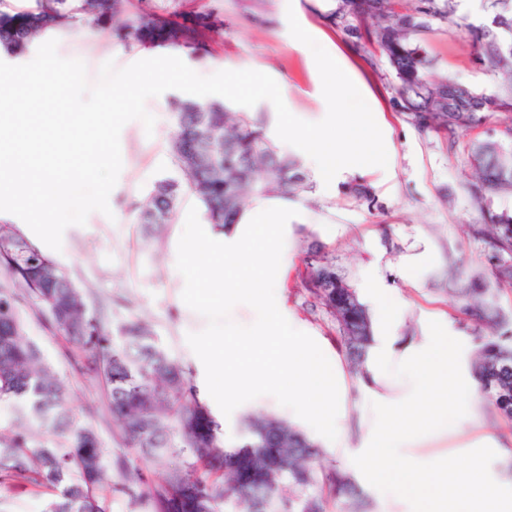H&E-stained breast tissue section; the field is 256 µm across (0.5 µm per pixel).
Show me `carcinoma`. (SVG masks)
<instances>
[{"instance_id":"1","label":"carcinoma","mask_w":512,"mask_h":512,"mask_svg":"<svg viewBox=\"0 0 512 512\" xmlns=\"http://www.w3.org/2000/svg\"><path fill=\"white\" fill-rule=\"evenodd\" d=\"M67 2L36 0L30 10H0V49L23 53L36 37L62 27ZM77 2L93 23L107 19L125 36L139 37L142 26L119 17L117 0ZM455 2L420 0L407 9L400 0H338L330 16L336 27L359 32V39L387 59L403 111L423 130L448 132L451 149L459 129L512 112V0H490L488 12L465 26L496 78L495 91H470L446 76L434 82L426 77V58L414 36L427 28L428 17L455 24ZM170 108L176 122L171 153L179 177L154 184L139 212L146 228L161 226L151 220L153 213L166 198L178 200L187 190L200 201L208 224L222 232L239 223L247 200L286 195L299 186V161L276 149L262 120L237 115L221 101L177 98ZM211 130L218 138L208 143ZM210 150L224 151L219 172L200 155ZM503 152L497 141L471 146L469 191L482 217L472 234L484 244L491 270L481 287L461 294L467 309L499 329L478 344L470 369L486 404L512 422V331L504 329L505 316L495 304L499 292L512 287V213L491 207L493 196L512 194V171L502 169ZM0 262L27 289L48 325L82 349L87 368L102 372L113 420L139 459L182 458V465L158 482L122 457L107 465L96 433L73 424L66 384L25 336L13 292L0 288V400L14 405L11 419L0 425V484L55 491L45 512H107L100 491L112 487L114 475L130 496L150 501L153 512H251L254 501L262 504L260 512H284L287 502L294 505L292 512H327L330 504L334 512H367L360 487L335 469L311 464L318 447L283 419L250 414L242 421L240 439L226 445L222 423L182 363L138 321L122 324L114 338L64 268L37 246L1 234ZM301 284L310 306L335 323L351 372L364 375L373 325L357 289L317 250L307 255ZM247 454L257 455L268 486H239L236 464Z\"/></svg>"}]
</instances>
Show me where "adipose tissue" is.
<instances>
[{
  "label": "adipose tissue",
  "mask_w": 512,
  "mask_h": 512,
  "mask_svg": "<svg viewBox=\"0 0 512 512\" xmlns=\"http://www.w3.org/2000/svg\"><path fill=\"white\" fill-rule=\"evenodd\" d=\"M287 203L256 202L232 233L194 234L190 246L202 259L221 258L247 270L231 295L257 313L238 344L204 352L206 372L225 395L276 389L288 415L316 434H335L345 447L348 406L365 425L353 452L365 480L391 482L400 497L417 498L420 512H512V494L490 482L479 464L477 441L466 433L480 412L473 381L458 362L454 337L422 336L400 348L375 337L366 378L346 390L339 358L316 336L282 335L274 320L262 271L269 232L285 224Z\"/></svg>",
  "instance_id": "ef3b65f1"
}]
</instances>
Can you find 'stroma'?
I'll return each instance as SVG.
<instances>
[{"label": "stroma", "instance_id": "35a3bbf8", "mask_svg": "<svg viewBox=\"0 0 512 512\" xmlns=\"http://www.w3.org/2000/svg\"><path fill=\"white\" fill-rule=\"evenodd\" d=\"M336 5L337 0H121L123 16L165 22V32L146 31L139 39L125 40L111 25L92 24L86 13L75 11L55 38L58 54L81 60L92 83L105 62L121 69L141 59L173 55L203 76L220 70L266 73L277 82L293 115L318 122L327 104L312 52L289 32L287 16L295 14L328 53L346 58L353 76L379 99L375 118L383 126L388 165L345 168L328 185L309 172L290 196V232L274 234L269 253L270 271L277 276L270 290L279 303L277 326L284 333L336 343L335 330L305 305L297 288L307 248L317 243L359 286L364 303L388 289L408 301L399 321L374 320L376 335L393 337L399 345L444 323L458 339L462 362H469L480 331L460 312L457 290L489 270L483 243L468 231L481 221L467 190L470 145L486 139L512 145V134L505 131L512 118L504 114L459 130L453 147L441 135L419 131L399 110L396 80L386 61L358 49L356 37L329 20ZM482 7L483 0H460L455 26L433 18L418 35L429 78L447 75L479 92L495 90L494 77L464 32ZM174 96L169 90L147 100L146 109L155 118L153 131L137 119L122 128V169L109 199L111 215L95 211L85 225L68 227L61 250L51 257L82 289L88 306L101 312L109 330L141 321L196 378L204 349L234 325L249 321L252 311L226 296L238 275L235 267L216 258L211 272L203 273L199 257L188 250L189 225L206 222L193 194L181 197L174 222L157 237H146L137 221L152 185L177 174L170 151L175 119L169 102ZM361 186L368 196L356 195ZM404 255L417 261L403 279L396 269ZM452 264L459 267L455 280L448 277ZM18 307L27 320V336L67 384L74 416L95 430L105 459H135V449L117 435L103 377L83 369L78 350L47 325L32 299L20 297ZM247 413L280 417L284 409L271 391L227 400L217 411L226 443L239 440Z\"/></svg>", "mask_w": 512, "mask_h": 512}]
</instances>
